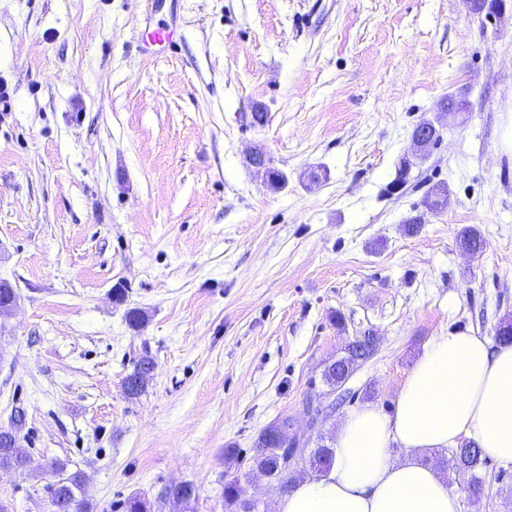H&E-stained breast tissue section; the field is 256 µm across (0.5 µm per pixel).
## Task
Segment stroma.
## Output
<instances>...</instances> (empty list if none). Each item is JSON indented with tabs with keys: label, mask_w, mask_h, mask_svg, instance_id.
I'll use <instances>...</instances> for the list:
<instances>
[{
	"label": "stroma",
	"mask_w": 512,
	"mask_h": 512,
	"mask_svg": "<svg viewBox=\"0 0 512 512\" xmlns=\"http://www.w3.org/2000/svg\"><path fill=\"white\" fill-rule=\"evenodd\" d=\"M171 24L175 46L150 41ZM1 85L0 277L19 299L0 314V425L24 408L29 457L0 469L11 512H51L58 460L90 512L132 495L176 512L163 494L183 481L184 512H224L232 478L275 512L254 442L304 425L348 340L379 348L317 427L329 443L353 408L391 407L434 337L512 315V18L462 0H0ZM448 95L465 112L439 114ZM425 120L440 141L387 193ZM256 144L284 188L249 165ZM145 352L152 380L127 398ZM487 474L462 512H512V465Z\"/></svg>",
	"instance_id": "stroma-1"
}]
</instances>
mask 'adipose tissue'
<instances>
[{
	"label": "adipose tissue",
	"instance_id": "adipose-tissue-1",
	"mask_svg": "<svg viewBox=\"0 0 512 512\" xmlns=\"http://www.w3.org/2000/svg\"><path fill=\"white\" fill-rule=\"evenodd\" d=\"M470 439L512 463V344L451 332L434 338L392 412L365 404L336 428L333 458L280 497L276 512H460V491L420 456ZM399 446L404 454L392 457Z\"/></svg>",
	"mask_w": 512,
	"mask_h": 512
}]
</instances>
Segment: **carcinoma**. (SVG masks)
Masks as SVG:
<instances>
[{
  "instance_id": "1",
  "label": "carcinoma",
  "mask_w": 512,
  "mask_h": 512,
  "mask_svg": "<svg viewBox=\"0 0 512 512\" xmlns=\"http://www.w3.org/2000/svg\"><path fill=\"white\" fill-rule=\"evenodd\" d=\"M483 244L481 234L473 229L463 230L458 238V246L471 251H478ZM378 343L366 334L357 336L344 347V355L326 363L323 378L330 391L340 389L351 374L363 362L370 359L377 351ZM151 356L143 354L138 360L134 371L124 381V394L129 399L140 396L147 389L150 381ZM24 415L15 414L10 417L8 430H0V468L22 470L27 465L24 453L12 443L20 440L25 427ZM287 419L280 418L265 428L257 436L252 457V467L262 470L281 492L295 485L303 473L302 467L296 462L298 449L293 436H285ZM333 451L330 445L320 441L311 452V465L321 469L332 460ZM425 461L437 462L444 468L453 471L466 469L470 471L472 480L469 485L468 500L477 502L485 496L486 480L477 472L487 467L488 461L481 457L480 449L472 441H463L460 446L450 450V456H441L432 452ZM54 480L45 486L49 499L56 505V512H83L88 508L82 498L84 480L82 473H67V463L56 461L51 465ZM168 498L176 503H188L197 497V489L190 482L176 484L167 491ZM224 512H245L243 489L236 480L224 484Z\"/></svg>"
}]
</instances>
